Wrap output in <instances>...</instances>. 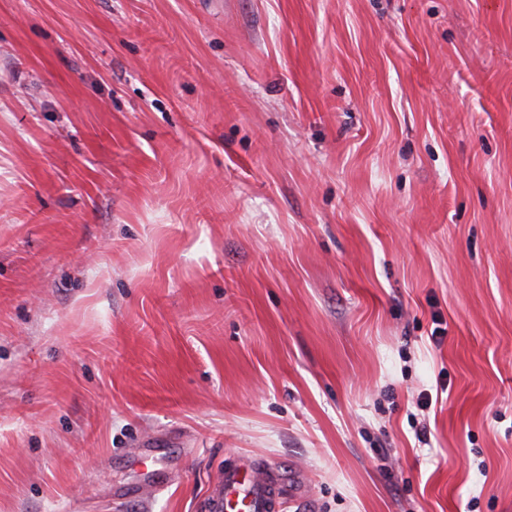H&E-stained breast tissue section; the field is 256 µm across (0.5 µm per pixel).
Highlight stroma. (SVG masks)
Returning a JSON list of instances; mask_svg holds the SVG:
<instances>
[{
    "label": "stroma",
    "mask_w": 512,
    "mask_h": 512,
    "mask_svg": "<svg viewBox=\"0 0 512 512\" xmlns=\"http://www.w3.org/2000/svg\"><path fill=\"white\" fill-rule=\"evenodd\" d=\"M512 512V0H0V512ZM301 491L294 489L258 468L224 472L222 489L214 499L211 509L214 512H269L272 504L278 501L284 505ZM288 496V497H287Z\"/></svg>",
    "instance_id": "stroma-1"
}]
</instances>
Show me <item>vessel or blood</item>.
<instances>
[{
    "instance_id": "1",
    "label": "vessel or blood",
    "mask_w": 512,
    "mask_h": 512,
    "mask_svg": "<svg viewBox=\"0 0 512 512\" xmlns=\"http://www.w3.org/2000/svg\"><path fill=\"white\" fill-rule=\"evenodd\" d=\"M298 494V489L286 488L259 469L229 470L224 474L222 489L212 509L213 512H270L273 503H286Z\"/></svg>"
}]
</instances>
